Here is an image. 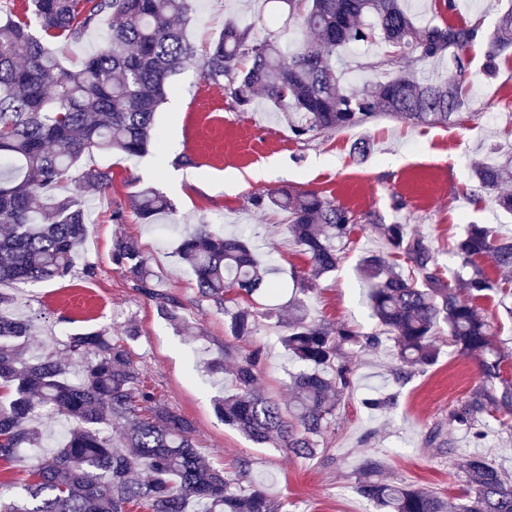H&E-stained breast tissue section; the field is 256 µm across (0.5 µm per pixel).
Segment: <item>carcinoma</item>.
<instances>
[{"mask_svg":"<svg viewBox=\"0 0 512 512\" xmlns=\"http://www.w3.org/2000/svg\"><path fill=\"white\" fill-rule=\"evenodd\" d=\"M315 39L286 51L273 36L253 37V26L230 20L201 56L207 81L224 85L242 110L262 92L283 106L290 133L301 138L335 132L389 117L416 125H437L463 117L459 80L433 82L406 68L413 58L426 64L454 57L464 73V51L483 37L474 25L444 23L417 27L402 0H280ZM194 0H29V12L41 30L31 32L26 16L0 17V283L50 282L71 274L86 239L85 194L106 193L112 173L87 169L72 176L93 152L137 157L163 145L155 118L166 98L170 77L196 58L183 29ZM107 13L117 19L97 52L79 67L62 66L49 45L79 39ZM378 31L388 46L375 70L383 79L361 90L340 83L341 52L366 42ZM24 52V61L18 53ZM512 54V9L502 12L489 36L483 71L491 75L497 59ZM476 190L494 195L512 212V158L473 164ZM69 181L66 195L57 193ZM256 208L273 205L288 212V232L308 255L310 268L296 276L299 291L338 264L334 242L362 221L375 226L386 249L365 256L360 274L368 284L372 316L380 332L362 334L348 326L328 327L310 315L299 297L284 310L281 343L299 363L291 375L292 399L284 406L258 387L260 347L240 350L236 341L254 335L259 315L237 303L239 296L274 291L243 234L226 235L198 224L181 236L174 252L194 276L198 299L226 317L231 341L224 352L203 362L212 376L233 374V391L214 400L224 424L256 444L273 443L297 458L312 459L320 439L336 418L339 401L352 384V371L340 357L355 348H374L381 335L393 341L399 366L396 380L434 365L438 342L459 353L481 357L482 384L448 413V421L480 440L484 416L498 413L512 431V380L501 377L505 356L496 347L493 326L478 300L499 288L481 269L488 259L512 270V239L483 224H470L453 251L467 277L446 281L437 258L421 237L403 224H382L374 213L357 218L315 191L251 197ZM132 210L149 224L173 210L152 188H142L111 212L114 224ZM112 264L134 288L156 303L176 329H186L182 302L152 288L149 258L132 239L112 244ZM0 293V460L22 448L36 453L32 481L16 498L0 493V512H282V505L259 487L236 491L224 472L198 453L194 426L162 403L145 384L126 341L138 335L132 325L122 336L99 328L69 337V358L83 362L81 378L69 377L68 358L48 351L23 356L31 336V318L8 312ZM58 415L68 424L60 446L42 448L33 426L39 415ZM121 424V445L108 435ZM380 458L368 456L356 492L385 512H512V476L479 455L463 458L467 490L463 498L444 500L433 493L381 478Z\"/></svg>","mask_w":512,"mask_h":512,"instance_id":"carcinoma-1","label":"carcinoma"}]
</instances>
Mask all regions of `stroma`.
Here are the masks:
<instances>
[{
  "label": "stroma",
  "mask_w": 512,
  "mask_h": 512,
  "mask_svg": "<svg viewBox=\"0 0 512 512\" xmlns=\"http://www.w3.org/2000/svg\"><path fill=\"white\" fill-rule=\"evenodd\" d=\"M404 6L420 25L448 21L489 30L512 0H456L450 11L440 0H405ZM232 17L253 24L260 38L272 34L298 42L306 36L279 0H196L187 37L197 50H204ZM383 51L376 42L346 48L342 82L358 88L375 81L373 64ZM486 51V43L478 42L465 52L470 65L463 79L462 121L424 126L381 117L306 141L291 136L281 110L266 98H257L250 111H239L223 86L204 79L199 61L186 64L171 78L167 99L156 115L164 156L150 152L127 160L95 152L81 161L82 168L112 174L111 189L92 195L87 203L83 255L95 264V275L85 276L78 269L56 282L0 284V292L12 298L11 313L37 323L27 342L30 353L64 352L72 333L136 324L140 334L127 343L131 357L157 397L193 423L200 454L231 478L237 474L238 461L248 460L250 480L280 498L286 512H379L355 491L356 474L370 454L382 458L384 477L444 497L464 492L458 466L462 456L481 455L512 473V434L501 431L498 421L487 419V436L480 441L449 424V410L482 379L476 358L461 356L446 345L433 366L400 382L392 376V341L346 354L353 389L342 398L323 438V457L292 458L283 449L254 444L224 425L214 413L213 400L230 390L232 381L204 376L199 362L223 349L228 340L225 318L198 300L189 268L173 255L180 234L197 224L227 232L240 229L250 237L280 287L276 296L256 294L249 300L250 307L263 315L252 338L265 352L260 386L268 396L288 402L289 375L298 365L281 347L283 329L269 311L293 296V275L307 269L308 257L286 232L287 212L253 208L250 197L281 188L316 190L355 214L373 212L383 223L407 225L435 252L443 276L454 279L459 265L451 244L466 224H486L502 236H512V215L502 212L492 195L475 192L470 170L473 160L493 162L512 155V56L498 59V73L491 79L483 72ZM363 138L372 142L373 150L358 162L350 148ZM184 155L191 157V164H181ZM141 187L166 196L174 214L163 216L158 224L141 223L133 215L126 223H112L114 204ZM397 196L405 202L403 209L393 207ZM119 237L134 239L142 247L156 289L183 302L188 330H175L154 302L115 269L112 243ZM381 246L370 225L355 226L339 246L335 271L317 279L304 296L311 317L329 326L375 331L358 265L364 253ZM485 271L504 284L503 292L490 294L479 306L493 322L498 341L505 344L503 375L512 379V319L503 310L504 304L512 305V271L491 265ZM377 390L396 393L397 401L371 416L361 399ZM434 430L454 443L456 455L427 446Z\"/></svg>",
  "instance_id": "stroma-1"
}]
</instances>
